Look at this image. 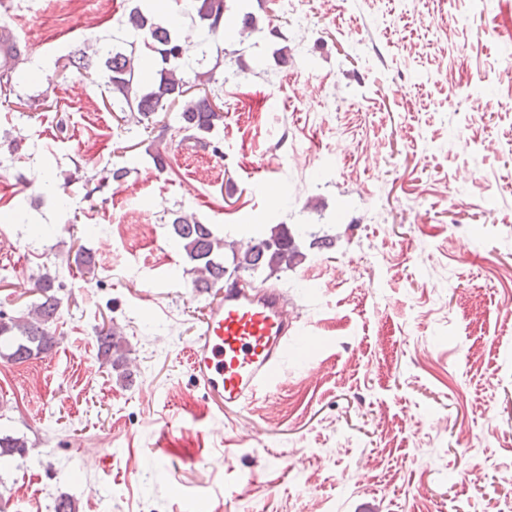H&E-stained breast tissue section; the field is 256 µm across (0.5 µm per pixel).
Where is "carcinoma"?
<instances>
[{"mask_svg":"<svg viewBox=\"0 0 512 512\" xmlns=\"http://www.w3.org/2000/svg\"><path fill=\"white\" fill-rule=\"evenodd\" d=\"M155 0H145L136 6L124 24L129 37L141 39L150 46L160 59L159 83L150 86L141 83L138 73L142 68L141 57L134 53L117 51L107 45L97 49L104 58V69L100 79L112 94V109L119 112H136L143 120L167 109L169 104L184 96L190 87L206 91L217 83L218 65L207 67L205 41L197 46L198 58L189 62L188 49L177 39L173 30L160 22L153 9ZM225 0H180L182 14L190 19H199L207 34L217 35L224 21ZM180 129L186 138L194 140V146L221 155L219 142L214 131L223 119V113L215 108L208 95L188 102L180 115ZM174 240L181 246L195 274L192 287L207 293L224 282L229 274L247 273L254 276L259 272L271 273L291 269L306 258L302 245L308 248H329L336 242V236L325 231L314 230L297 224L289 228L286 224L270 227L257 237H252L245 248H237L226 238L215 233L212 224H203L192 215L177 214L171 221ZM231 255H226L225 249ZM55 278L45 272L38 276L35 287L41 291V299L31 304L27 314L19 317L0 319V358L11 362H23L48 353L54 343V336L48 330L59 310V298L52 293ZM98 353L117 379L131 381L127 359L121 340L108 328L97 331ZM25 441L10 435L0 437V459L28 454Z\"/></svg>","mask_w":512,"mask_h":512,"instance_id":"cac0c4a2","label":"carcinoma"}]
</instances>
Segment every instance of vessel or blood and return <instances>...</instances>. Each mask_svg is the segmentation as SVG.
Returning a JSON list of instances; mask_svg holds the SVG:
<instances>
[{"label":"vessel or blood","mask_w":512,"mask_h":512,"mask_svg":"<svg viewBox=\"0 0 512 512\" xmlns=\"http://www.w3.org/2000/svg\"><path fill=\"white\" fill-rule=\"evenodd\" d=\"M20 59L15 34L1 28L0 65L15 67ZM302 331L279 292L235 282L212 289L189 356L198 387L218 410L247 407L271 392L291 338Z\"/></svg>","instance_id":"b4317fda"}]
</instances>
